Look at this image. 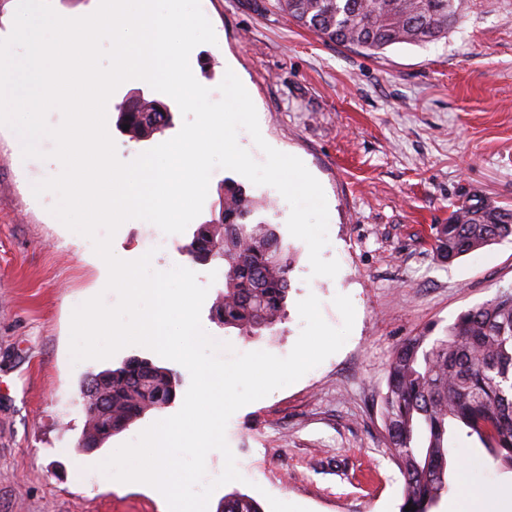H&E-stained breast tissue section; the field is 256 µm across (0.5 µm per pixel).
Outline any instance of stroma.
<instances>
[{
	"label": "stroma",
	"instance_id": "obj_1",
	"mask_svg": "<svg viewBox=\"0 0 512 512\" xmlns=\"http://www.w3.org/2000/svg\"><path fill=\"white\" fill-rule=\"evenodd\" d=\"M200 4L219 40L194 48L196 80L216 101L218 85L233 71L255 105L264 140L301 159L320 182L329 211L322 256L340 270L333 278L312 276L307 245L287 229L283 196L223 168L211 174L197 221L219 219L225 181L261 199L256 220L271 225L292 257L281 323L243 335L214 319L224 279H209V266L187 256L191 231L171 235L169 248L154 253L157 227L129 220L113 238L115 255L148 253L154 270L179 265L196 272L209 288L204 330L238 353L287 356L303 328L297 304L308 295L320 300L334 327L342 323L336 295L349 296L355 308L338 352L231 416L226 441L247 479L217 488L211 508L219 512L225 495L239 492L264 510L274 497L308 512H399L403 480L383 444L381 417L395 348L512 289V239L450 264L431 239L432 227L469 198L512 208V0H460L446 39L396 44L376 56L324 42L277 0ZM139 91L169 105L173 126L138 141L113 123L109 133L124 162L173 138L183 124L171 97L139 80L115 90L110 118ZM60 170L52 159H23L16 134L0 127V512H167L146 487L79 474L88 460L108 457L180 406L147 412L98 450L78 448L86 377L157 355L131 345L108 359L73 362L74 308L100 293L111 305L117 296L101 291L91 241L51 214L56 195L32 193L34 183ZM62 446L68 455H58ZM461 454L462 464L448 468L449 489L436 512L453 505L488 512L481 496L487 489L512 499V473L498 470L477 440H464Z\"/></svg>",
	"mask_w": 512,
	"mask_h": 512
}]
</instances>
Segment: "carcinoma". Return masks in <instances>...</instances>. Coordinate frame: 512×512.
<instances>
[{"label": "carcinoma", "instance_id": "cac0c4a2", "mask_svg": "<svg viewBox=\"0 0 512 512\" xmlns=\"http://www.w3.org/2000/svg\"><path fill=\"white\" fill-rule=\"evenodd\" d=\"M457 0H279L298 25L321 39L377 54L395 44L447 37L459 18ZM136 139L162 133L172 113L143 100L123 113ZM256 201L224 182L222 217L200 224L186 244L197 264L224 266L218 322L242 332L271 329L286 315L288 250L269 224L255 222ZM512 236V208L481 198L456 206L434 227L437 254L450 263ZM178 373L129 358L82 385L85 427L77 447L91 451L150 410L172 404ZM385 447L403 476V503L434 512L448 492V461L460 462L459 436L475 437L500 470L512 472V292L461 312L440 334L429 328L395 352L382 397ZM224 512H260L241 493L224 497Z\"/></svg>", "mask_w": 512, "mask_h": 512}]
</instances>
